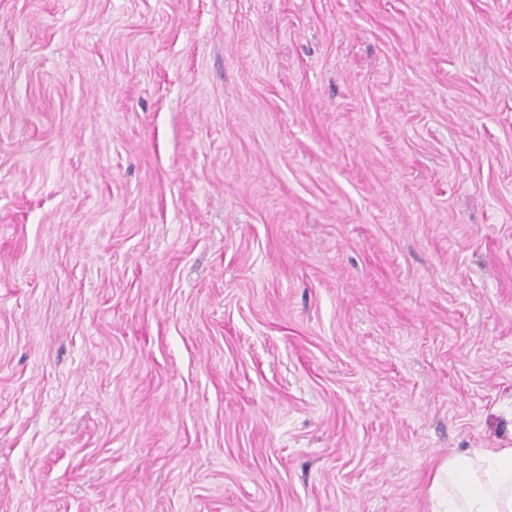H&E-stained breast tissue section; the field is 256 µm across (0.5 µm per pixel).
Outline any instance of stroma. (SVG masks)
I'll return each instance as SVG.
<instances>
[{
	"label": "stroma",
	"instance_id": "stroma-1",
	"mask_svg": "<svg viewBox=\"0 0 512 512\" xmlns=\"http://www.w3.org/2000/svg\"><path fill=\"white\" fill-rule=\"evenodd\" d=\"M511 447L512 0H0V512Z\"/></svg>",
	"mask_w": 512,
	"mask_h": 512
}]
</instances>
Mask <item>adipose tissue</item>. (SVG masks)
<instances>
[{
	"label": "adipose tissue",
	"instance_id": "1",
	"mask_svg": "<svg viewBox=\"0 0 512 512\" xmlns=\"http://www.w3.org/2000/svg\"><path fill=\"white\" fill-rule=\"evenodd\" d=\"M429 494L432 512H512V448L443 459Z\"/></svg>",
	"mask_w": 512,
	"mask_h": 512
}]
</instances>
